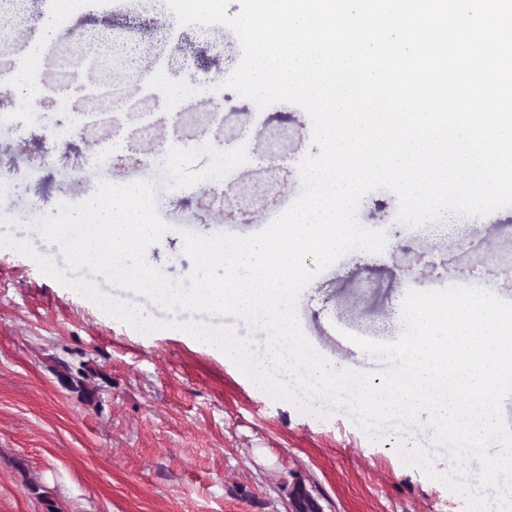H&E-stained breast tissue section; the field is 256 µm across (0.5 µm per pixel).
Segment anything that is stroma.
I'll return each instance as SVG.
<instances>
[{"label": "stroma", "instance_id": "35a3bbf8", "mask_svg": "<svg viewBox=\"0 0 512 512\" xmlns=\"http://www.w3.org/2000/svg\"><path fill=\"white\" fill-rule=\"evenodd\" d=\"M20 4L25 21L9 31L5 75L16 73L21 55L35 69L55 67L104 30L114 47L136 46L161 67L150 80L133 73L148 86L115 109L109 127L77 123L87 94L79 80L64 99L30 80L0 92V115L17 118L0 128V175L10 180L15 216L0 223V237L14 242L0 248V512H292L299 482L322 512H465L464 497L404 461L414 446L429 452L438 472L449 457L433 444L427 414L387 425L372 440L346 408L317 397L275 398L166 323L229 326L258 344L263 330L113 288L112 301L160 322L146 332L41 270L35 254L61 247L32 225L62 202L81 201L101 156L113 182L153 184L168 230L146 253L182 283L193 269L184 232L263 231L300 196L299 164L320 149L301 106L261 109L225 88L242 55L227 27L180 24L167 0H123L108 12L85 0L70 11L65 36L40 25L45 0ZM36 39L57 44V53L31 54ZM219 157L221 178L200 183ZM357 221L385 232L384 250L344 254L296 305L302 333L325 358L378 371L380 357L351 338L397 339L412 289L459 281L512 302V206L410 227L398 220L396 196L377 189L361 201ZM20 242L32 255L17 250Z\"/></svg>", "mask_w": 512, "mask_h": 512}]
</instances>
